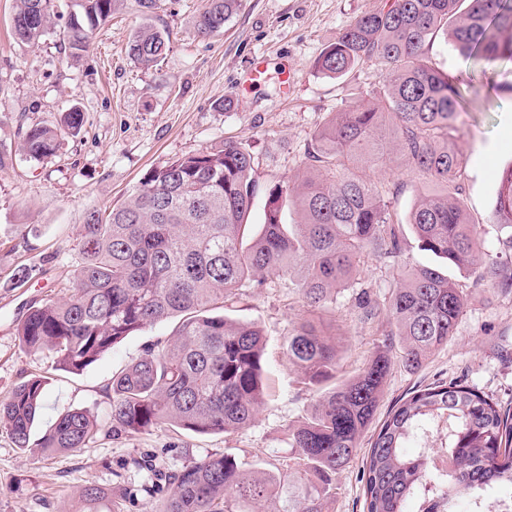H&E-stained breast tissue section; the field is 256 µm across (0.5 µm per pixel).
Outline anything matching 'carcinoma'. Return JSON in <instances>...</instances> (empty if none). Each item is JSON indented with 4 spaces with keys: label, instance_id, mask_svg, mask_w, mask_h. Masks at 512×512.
<instances>
[{
    "label": "carcinoma",
    "instance_id": "cac0c4a2",
    "mask_svg": "<svg viewBox=\"0 0 512 512\" xmlns=\"http://www.w3.org/2000/svg\"><path fill=\"white\" fill-rule=\"evenodd\" d=\"M78 2L84 19H71L61 37L73 59L88 52L94 27L128 0ZM133 4L144 22L127 54L150 69L169 49L168 33L151 23L162 0ZM240 4L204 0L195 34L224 30ZM54 10V0H13L15 38L37 45ZM511 32L512 0H388L356 19L323 49L316 69L340 79L372 63L388 70V78L366 93L369 100L320 123L305 174L268 190L257 230L248 219L261 187L245 145L226 140L152 169L120 205L87 215L72 292L29 309L17 328L22 346L77 373L143 328L177 317L170 338L151 344L112 376V434L147 433L163 424L198 434L248 426L267 397L266 337L258 324L220 309L269 277L299 288L320 308L355 284L367 251L400 257L381 179L366 174L393 152L435 184L418 195L408 216L419 250L461 275H502L512 263V166L502 173L495 207L499 251L488 254L478 247L458 183L459 78L436 68L426 51L443 34L465 58L512 60ZM82 125V112L72 107L56 126H30L22 149L43 160ZM290 206L299 214L294 224L283 219ZM386 304L394 331L385 352L321 395L311 415L288 429V460L281 468L256 470L226 451L165 473L146 453L135 465L155 479L140 491L153 496L166 487L159 512H329L336 475L358 455L393 360L417 369L448 345L466 297L443 266H417ZM323 324L322 317L310 316L284 343L310 388L336 379V344ZM45 385V378L32 377L1 402L0 429L17 447L50 455L87 447L98 428L82 409L32 438ZM363 478L367 512H457L461 490L471 496L470 512H512V494L492 496L512 489V416L460 384L418 390L373 435ZM81 500V512H121L96 484L85 486Z\"/></svg>",
    "mask_w": 512,
    "mask_h": 512
}]
</instances>
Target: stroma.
Instances as JSON below:
<instances>
[{
  "label": "stroma",
  "mask_w": 512,
  "mask_h": 512,
  "mask_svg": "<svg viewBox=\"0 0 512 512\" xmlns=\"http://www.w3.org/2000/svg\"><path fill=\"white\" fill-rule=\"evenodd\" d=\"M71 3L56 0L54 27L39 46L29 47L13 41L12 0H0V400L41 376L45 402L34 436L73 409L89 411L98 432L86 448L44 457L16 448L0 429V512H76L90 483L111 490L123 512H157L156 499L139 491L146 473L132 465L144 453L155 454L168 472L227 450L268 471L286 460L289 426L305 418L320 395L302 384L280 349L282 337L307 314L297 289L271 278L230 310L232 317L263 328L268 385L255 420L230 434L199 435L171 426L121 437L110 433L113 374L148 345L167 339L174 321L143 328L76 374L57 369L48 354L25 349L17 328L31 306L70 293L87 213L121 204L147 171L234 140L249 148L263 187L287 185L302 170L320 122L384 82L386 71L376 64L331 79L317 74L315 61L341 29L385 0H242L223 31L206 38L193 34L203 0H164L153 22L169 32L170 49L151 70L126 52L142 22L131 7L96 30L81 60L66 56L59 32ZM428 54L440 70L464 78L465 105L456 132L464 159L460 182L484 251H496L499 174L512 165V93L503 89L512 84V62L464 59L442 36ZM258 57L267 59L271 77L242 90ZM284 67L295 73L285 97L275 79ZM74 106L84 117L79 134L66 138L55 156L29 159L20 149L27 128L56 124ZM379 175L389 189L394 220L406 222L428 180L396 155ZM437 262L411 239L395 261L365 254L358 283L330 301L326 314L341 375L355 374L382 350L392 329L383 303L405 267ZM20 266L30 277L18 285L12 275ZM463 283L467 307L455 336L417 370L393 364L377 419L410 392L441 381L471 386L512 412V291L474 276ZM364 291L379 304L369 319L358 305ZM336 487L330 512H367L361 461L337 476Z\"/></svg>",
  "instance_id": "stroma-1"
}]
</instances>
